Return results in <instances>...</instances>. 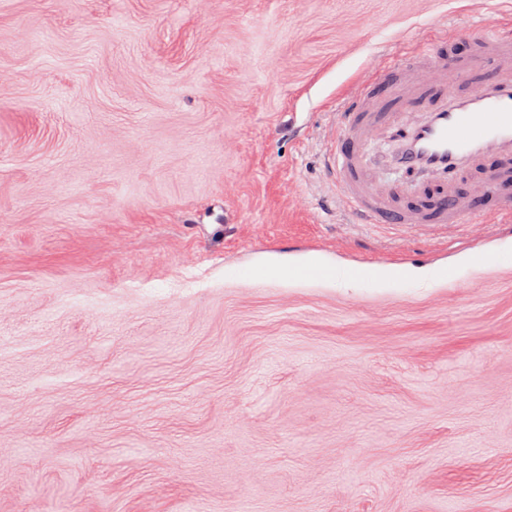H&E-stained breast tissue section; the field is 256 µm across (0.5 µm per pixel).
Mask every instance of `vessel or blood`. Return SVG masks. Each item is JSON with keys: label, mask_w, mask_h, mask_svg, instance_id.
Returning a JSON list of instances; mask_svg holds the SVG:
<instances>
[{"label": "vessel or blood", "mask_w": 512, "mask_h": 512, "mask_svg": "<svg viewBox=\"0 0 512 512\" xmlns=\"http://www.w3.org/2000/svg\"><path fill=\"white\" fill-rule=\"evenodd\" d=\"M476 60L450 58L447 37L374 68L348 99L326 171L356 224L438 228L482 218L464 190L483 173V197L512 189V30L485 19Z\"/></svg>", "instance_id": "1"}]
</instances>
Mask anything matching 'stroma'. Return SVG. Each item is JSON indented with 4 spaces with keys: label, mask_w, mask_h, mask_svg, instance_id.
<instances>
[{
    "label": "stroma",
    "mask_w": 512,
    "mask_h": 512,
    "mask_svg": "<svg viewBox=\"0 0 512 512\" xmlns=\"http://www.w3.org/2000/svg\"><path fill=\"white\" fill-rule=\"evenodd\" d=\"M487 14L0 0V512H512V223L353 224L324 161L375 59ZM266 275H278L288 274V271L296 270H316L322 271L325 276L335 280L336 271H332L322 262V260L316 255L306 256L296 262L285 264L278 259L272 258L264 262ZM383 282H390L396 278H404L416 282L438 283L441 280H448V270L407 267L403 269L379 268L373 273Z\"/></svg>",
    "instance_id": "obj_1"
}]
</instances>
